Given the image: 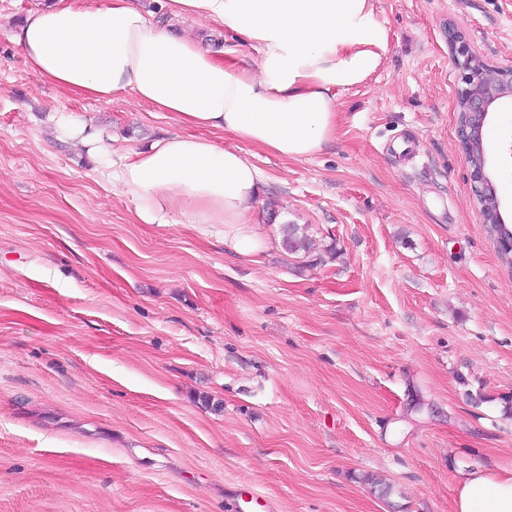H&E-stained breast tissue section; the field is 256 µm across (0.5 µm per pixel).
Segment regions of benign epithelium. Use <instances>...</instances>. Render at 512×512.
<instances>
[{
    "label": "benign epithelium",
    "mask_w": 512,
    "mask_h": 512,
    "mask_svg": "<svg viewBox=\"0 0 512 512\" xmlns=\"http://www.w3.org/2000/svg\"><path fill=\"white\" fill-rule=\"evenodd\" d=\"M449 42L462 83L458 90L462 122L457 126V137L470 167L472 191L494 200L493 204L481 210L483 223L502 224L504 219L496 186L488 172L484 127L493 105L501 99L512 97V67L487 63L478 65L477 53L471 48L464 32L457 28L449 29Z\"/></svg>",
    "instance_id": "benign-epithelium-1"
}]
</instances>
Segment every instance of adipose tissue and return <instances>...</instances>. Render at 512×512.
Wrapping results in <instances>:
<instances>
[{"mask_svg":"<svg viewBox=\"0 0 512 512\" xmlns=\"http://www.w3.org/2000/svg\"><path fill=\"white\" fill-rule=\"evenodd\" d=\"M374 0H166L231 37L214 49L152 21L136 0H84L31 9L12 33L41 82L98 101L125 94L171 112L185 133L117 153L104 128L73 115L53 118L56 140L106 170L143 224H220L236 252L259 256L253 227L261 175L240 151L204 137L220 130L284 158L319 152L335 138L338 95L376 71L388 49ZM258 49L256 67L238 47ZM455 512H512V471H476L459 483Z\"/></svg>","mask_w":512,"mask_h":512,"instance_id":"1","label":"adipose tissue"}]
</instances>
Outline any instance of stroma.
<instances>
[{"mask_svg":"<svg viewBox=\"0 0 512 512\" xmlns=\"http://www.w3.org/2000/svg\"><path fill=\"white\" fill-rule=\"evenodd\" d=\"M41 2L0 0V512H235L241 488L270 512H453L462 475L512 470V269L447 35L512 66V0H375L384 63L310 157L211 131L263 175L256 262L222 225L139 223L54 140L57 111L127 148L179 126L35 78L10 35ZM485 148L512 224V98ZM272 209L335 258L286 257Z\"/></svg>","mask_w":512,"mask_h":512,"instance_id":"obj_1","label":"stroma"}]
</instances>
